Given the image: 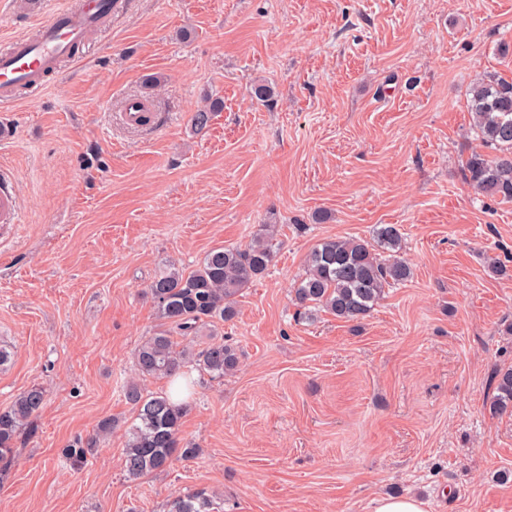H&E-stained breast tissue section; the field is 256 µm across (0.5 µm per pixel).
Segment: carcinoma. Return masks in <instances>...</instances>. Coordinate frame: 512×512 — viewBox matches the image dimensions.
Instances as JSON below:
<instances>
[{
  "label": "carcinoma",
  "mask_w": 512,
  "mask_h": 512,
  "mask_svg": "<svg viewBox=\"0 0 512 512\" xmlns=\"http://www.w3.org/2000/svg\"><path fill=\"white\" fill-rule=\"evenodd\" d=\"M468 109L473 129L490 156L474 152L465 162L464 175L476 191L512 202V80L494 73L481 75L472 85ZM278 229L261 224L245 246L216 247L203 256L196 268L186 272L174 264L164 267L151 281L148 291L157 318L183 338L202 333L213 340L201 348L174 341L171 333L146 337L135 352L137 378L124 387L135 418L125 431L123 468L126 478L138 481L165 470L180 457L196 458L200 449L183 441L180 428L187 408L165 392H148L143 381L171 378L193 370L222 379L239 363L237 351L218 329L237 314V296L273 265ZM402 239L395 224H382L373 241L338 237L317 244L305 259L304 273L295 300L303 308L322 309L344 321L367 317L383 297L385 288L406 281L409 266L398 258ZM494 413L512 415V366L495 372ZM45 403L42 388L32 386L0 409V462H10L20 432L38 416ZM118 422L102 418L96 432L69 455L81 461L85 450L98 448ZM213 495L201 489L179 495L168 503V512H213Z\"/></svg>",
  "instance_id": "cac0c4a2"
}]
</instances>
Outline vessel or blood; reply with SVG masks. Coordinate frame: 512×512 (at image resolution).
Here are the masks:
<instances>
[{"label":"vessel or blood","instance_id":"b4317fda","mask_svg":"<svg viewBox=\"0 0 512 512\" xmlns=\"http://www.w3.org/2000/svg\"><path fill=\"white\" fill-rule=\"evenodd\" d=\"M113 0H80L78 7L55 9L38 26L37 37L18 35L0 51V102L13 100L18 88H42L44 77L60 59L71 56L89 32L107 22ZM19 219L16 196L0 183V224Z\"/></svg>","mask_w":512,"mask_h":512}]
</instances>
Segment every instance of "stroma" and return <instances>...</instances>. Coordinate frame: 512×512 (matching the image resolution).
<instances>
[{
  "instance_id": "stroma-1",
  "label": "stroma",
  "mask_w": 512,
  "mask_h": 512,
  "mask_svg": "<svg viewBox=\"0 0 512 512\" xmlns=\"http://www.w3.org/2000/svg\"><path fill=\"white\" fill-rule=\"evenodd\" d=\"M49 2L67 0H0V49L35 36ZM120 3L41 93L0 105L20 217L0 225V408L45 392L0 471V512H167L202 488L216 512H371L409 493L430 512H512V417L491 409L512 365V202L463 171L480 147L471 82L512 78V0ZM144 96L159 123L126 127ZM261 224L279 227L276 260L223 327L239 367L181 394L200 455L133 482L119 429L67 459L101 418L132 419L163 265L193 270ZM382 224L411 278L358 322L296 304L317 243Z\"/></svg>"
}]
</instances>
